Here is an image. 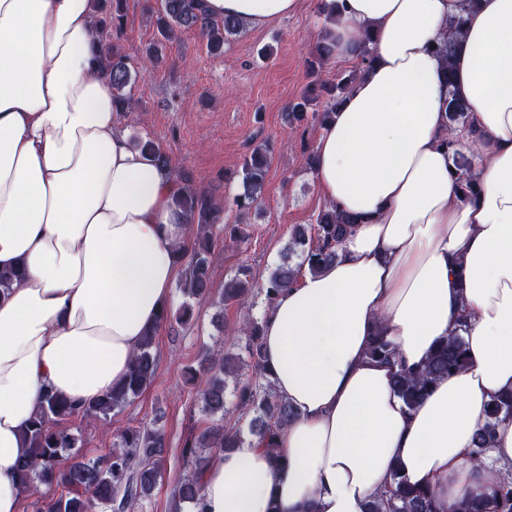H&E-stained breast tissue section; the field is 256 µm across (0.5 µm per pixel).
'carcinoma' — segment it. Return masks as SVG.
Wrapping results in <instances>:
<instances>
[{"label": "carcinoma", "mask_w": 512, "mask_h": 512, "mask_svg": "<svg viewBox=\"0 0 512 512\" xmlns=\"http://www.w3.org/2000/svg\"><path fill=\"white\" fill-rule=\"evenodd\" d=\"M95 16L96 33L104 43L103 54L97 59L100 71L112 79L113 101L116 111L124 113L132 109L131 97L126 88L135 83L138 72L131 69L126 56L116 50L114 35L124 26L126 0H90ZM466 23L462 16L450 25L448 36L440 41L435 52L444 60V78L448 85L446 112L450 126L462 125L469 129L473 140L480 138L474 127L469 109L453 89L451 59L455 53L456 37ZM153 25L162 38L171 42L180 30H193L206 41L214 54L224 51V41L241 33L246 25L234 18L221 19L209 15L204 0H162L161 9L153 18ZM335 55L334 42L329 31H324L315 54L310 61L312 71L317 72ZM372 62L369 47L361 50L355 68L336 82L320 81L310 88L299 101L288 109V122L293 128L307 119L325 125L333 111L352 84L361 77ZM442 146L453 152L455 182L462 192L460 200L466 202L476 195L478 188L476 155L464 154L456 149L452 139H444ZM135 148L166 167H172L170 157L152 140H139ZM269 167L268 149L260 144L244 158L241 165L243 191L233 198V206L241 212H249L260 206V194ZM180 184L175 198L177 207L190 225V237L178 247V260L183 266L180 288L188 301L176 309L164 310L161 322L185 324L189 322L195 306L213 300L211 256L218 247H234L243 237L239 228L223 224V205L212 192L196 188L189 177L174 172ZM359 219L341 214L329 206L321 211L316 223L306 228H294L292 242L283 254L282 262L271 273L262 287L266 305H271L283 288L297 284L305 271L315 272L322 265L336 259L337 248ZM300 261L292 263L294 254ZM254 292V283L248 269L242 267L235 277L224 286L218 303H248ZM465 324H459L448 338L441 341L427 361L417 369H401L395 372L393 388L404 404L415 407L440 378L460 372L467 367ZM246 338V349L255 368L253 380L237 378V365L218 350L206 355L199 367L188 369L193 380H199L198 402L202 411L214 417L213 423L199 436L187 440L183 455L191 460V470L179 483L176 491L178 502L197 505L201 495V476L210 456L239 448L246 438L237 425L226 426L220 415L224 414L226 378L234 377L233 397L241 416L250 418L249 433L272 451L276 466L285 468L286 460L275 453V440L288 428L295 417V410L273 387L263 360L262 319L249 318L239 328ZM155 334L149 332L135 352L127 378L112 388L108 394L78 410L65 397L46 392L40 409L26 427L24 440L28 454L19 465V480L23 490L36 481L62 487V492L48 500L37 499L32 503L33 512H127L134 504L151 497L161 473V458L165 448L164 434L156 429L127 428L117 435L114 448L95 460H84L79 452V438L58 428V423L75 415L100 422L106 431L111 430L112 412L143 393L153 382L157 363L153 354ZM368 356L374 360L391 363L395 360L393 345L384 336H376L368 348ZM512 418V393L492 400L486 421L473 439L469 459L475 465L485 461L486 449L491 447L499 421ZM497 512H512V475H504L492 490ZM366 512H444L434 492L406 483L393 468L387 490L373 498Z\"/></svg>", "instance_id": "obj_1"}]
</instances>
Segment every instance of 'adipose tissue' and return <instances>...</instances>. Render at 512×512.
<instances>
[{
  "label": "adipose tissue",
  "mask_w": 512,
  "mask_h": 512,
  "mask_svg": "<svg viewBox=\"0 0 512 512\" xmlns=\"http://www.w3.org/2000/svg\"><path fill=\"white\" fill-rule=\"evenodd\" d=\"M298 0H206L260 27ZM465 30L454 87L432 47L454 17ZM339 60L374 63L322 128L315 177L325 200L359 217L335 261L305 273L264 310V357L297 416L275 449L215 454L203 512H365L399 467L459 512L512 470V419L487 464L469 450L488 403L512 392V0H339ZM89 0H0V270L25 276L0 295V512H20L23 432L46 392L83 407L127 376L181 272L189 226L167 168L131 147L95 70ZM456 90L481 133L448 127ZM452 137L475 151L480 190L458 198ZM466 321L468 366L415 407L396 368L420 365ZM394 365L369 359L373 336ZM288 462L273 465L272 454Z\"/></svg>",
  "instance_id": "ef3b65f1"
}]
</instances>
